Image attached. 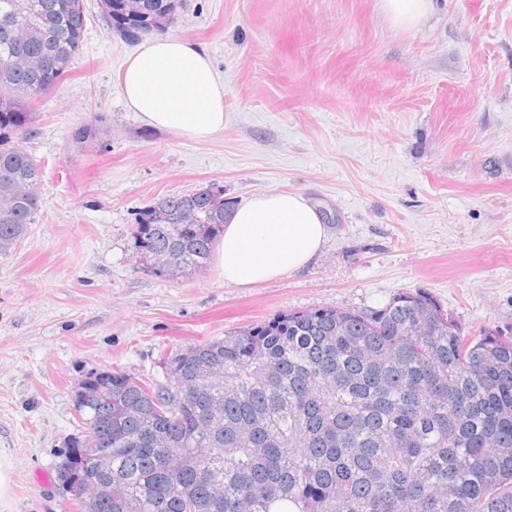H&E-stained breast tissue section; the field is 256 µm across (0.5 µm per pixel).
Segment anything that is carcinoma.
Returning a JSON list of instances; mask_svg holds the SVG:
<instances>
[{
	"label": "carcinoma",
	"mask_w": 512,
	"mask_h": 512,
	"mask_svg": "<svg viewBox=\"0 0 512 512\" xmlns=\"http://www.w3.org/2000/svg\"><path fill=\"white\" fill-rule=\"evenodd\" d=\"M126 40L163 34L184 0H99ZM84 0H0V242L37 223L42 171L24 134L81 49ZM190 205L191 224L156 206ZM224 201L204 189L143 208V254L206 267ZM220 374L193 382L199 367ZM157 383L116 367L75 393L79 433L59 453V486L104 481L95 512H512V336L463 328L415 289L381 308L321 307L176 350ZM112 443V470L88 458L86 430Z\"/></svg>",
	"instance_id": "1"
}]
</instances>
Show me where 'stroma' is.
<instances>
[{
	"instance_id": "obj_1",
	"label": "stroma",
	"mask_w": 512,
	"mask_h": 512,
	"mask_svg": "<svg viewBox=\"0 0 512 512\" xmlns=\"http://www.w3.org/2000/svg\"><path fill=\"white\" fill-rule=\"evenodd\" d=\"M85 4L82 50L26 138L37 222L0 253V512H78L54 469L91 373L160 382L176 348L416 288L466 330L512 334V0H435L413 30L380 0H185L168 33L203 46L224 84V130L207 141L125 107L135 46ZM211 184L236 204L302 194L323 249L248 287L143 264L138 211Z\"/></svg>"
}]
</instances>
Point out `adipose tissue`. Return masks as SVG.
Instances as JSON below:
<instances>
[{
	"label": "adipose tissue",
	"instance_id": "obj_1",
	"mask_svg": "<svg viewBox=\"0 0 512 512\" xmlns=\"http://www.w3.org/2000/svg\"><path fill=\"white\" fill-rule=\"evenodd\" d=\"M119 82L127 107L149 127L203 141L224 130V85L206 51L167 35L146 39ZM215 271L225 283L250 286L306 266L327 236L322 217L298 193L261 192L224 217Z\"/></svg>",
	"mask_w": 512,
	"mask_h": 512
}]
</instances>
